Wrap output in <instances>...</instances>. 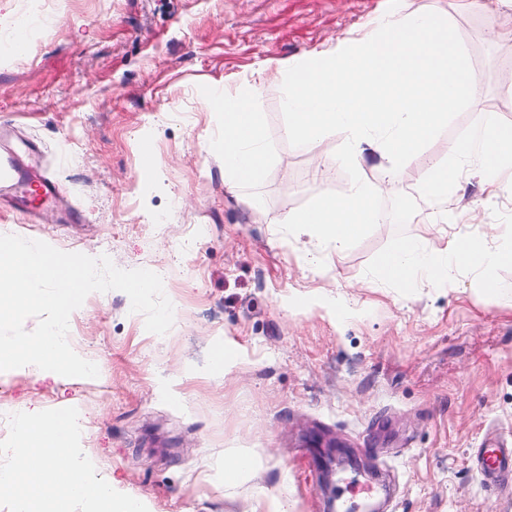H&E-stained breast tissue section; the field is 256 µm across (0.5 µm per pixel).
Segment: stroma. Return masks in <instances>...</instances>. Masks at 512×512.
<instances>
[{
	"instance_id": "stroma-1",
	"label": "stroma",
	"mask_w": 512,
	"mask_h": 512,
	"mask_svg": "<svg viewBox=\"0 0 512 512\" xmlns=\"http://www.w3.org/2000/svg\"><path fill=\"white\" fill-rule=\"evenodd\" d=\"M456 29L483 94L410 163L394 190L416 197L413 237L453 240L512 213V186L488 197L471 157L447 223L420 187L451 145L494 120L512 127V6L468 10L437 0ZM388 0H0V40L36 16L22 52L0 60V123L40 150L60 182V203L29 212L0 201V234L65 251L109 256L118 268L163 279L174 323L147 332L120 291L94 292L69 321L71 345L98 363L97 378L34 381L0 372V462L16 465V421L30 409L69 406L74 451L114 494L144 512H327L345 478L323 484L320 440L345 445L357 477L383 480V512H512V479L486 490L471 457L483 438L512 442V293L482 295L474 276L404 296L365 274L394 237L382 216L356 246L333 252L284 235L275 218L350 180L334 157L341 134L319 152L291 146L282 90L259 97L277 149L260 188L262 211L224 186L210 141L213 110L199 91L251 79L266 60L289 63L359 37ZM152 140L154 170L139 146ZM231 351L216 371V347ZM258 460L250 480L224 483V452Z\"/></svg>"
}]
</instances>
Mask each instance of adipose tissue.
Returning a JSON list of instances; mask_svg holds the SVG:
<instances>
[{
  "instance_id": "ef3b65f1",
  "label": "adipose tissue",
  "mask_w": 512,
  "mask_h": 512,
  "mask_svg": "<svg viewBox=\"0 0 512 512\" xmlns=\"http://www.w3.org/2000/svg\"><path fill=\"white\" fill-rule=\"evenodd\" d=\"M481 153L487 167L500 168L512 163V130L489 122L476 129L463 146L451 148L453 164L434 167L422 186L424 196L437 202L442 212H451L458 178V160ZM76 419L69 407L51 415L38 411L26 414L19 424L20 464L8 478L9 486L19 488L21 512H59L60 489L76 478L72 498L87 500L88 512H140L136 500L114 495L111 487L96 483L73 462L72 447Z\"/></svg>"
}]
</instances>
